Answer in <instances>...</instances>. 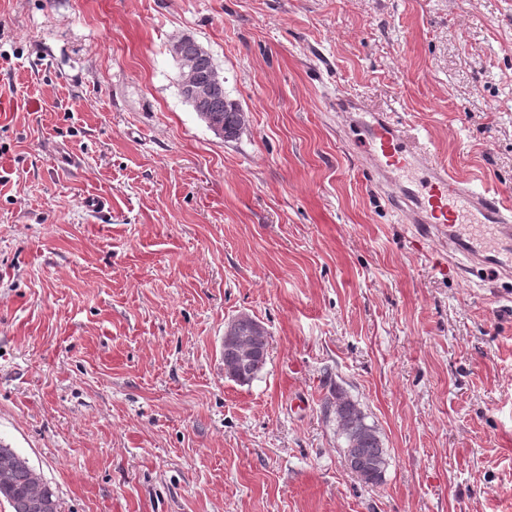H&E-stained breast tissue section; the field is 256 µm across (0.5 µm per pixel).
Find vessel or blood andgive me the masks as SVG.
Instances as JSON below:
<instances>
[{
    "label": "vessel or blood",
    "instance_id": "b4317fda",
    "mask_svg": "<svg viewBox=\"0 0 512 512\" xmlns=\"http://www.w3.org/2000/svg\"><path fill=\"white\" fill-rule=\"evenodd\" d=\"M364 137L377 186L395 183L390 203L416 236L447 241L448 258L462 274L491 267L512 276L511 198L453 177L390 116L376 118Z\"/></svg>",
    "mask_w": 512,
    "mask_h": 512
}]
</instances>
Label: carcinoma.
Segmentation results:
<instances>
[{"mask_svg": "<svg viewBox=\"0 0 512 512\" xmlns=\"http://www.w3.org/2000/svg\"><path fill=\"white\" fill-rule=\"evenodd\" d=\"M185 57L192 64L195 76L207 79L217 70L212 54L195 38H190L183 48ZM182 100L190 105L198 117L208 128L213 124L220 126L216 136L222 138L228 133L238 136L245 124L244 111L240 105L228 95L218 94L208 99L197 100L179 92ZM244 372L243 383L248 384L256 378L258 372L248 365H242L239 359L229 354L224 357V374L230 378ZM333 412L341 438L344 439L343 454L349 462V470L366 484L375 485L382 480L387 465L386 450L377 428L366 422V417L358 403L345 392L336 391ZM32 477L29 461H20L15 465L11 488L0 490V498L10 506L11 512H34L29 507L32 499Z\"/></svg>", "mask_w": 512, "mask_h": 512, "instance_id": "obj_1", "label": "carcinoma"}]
</instances>
